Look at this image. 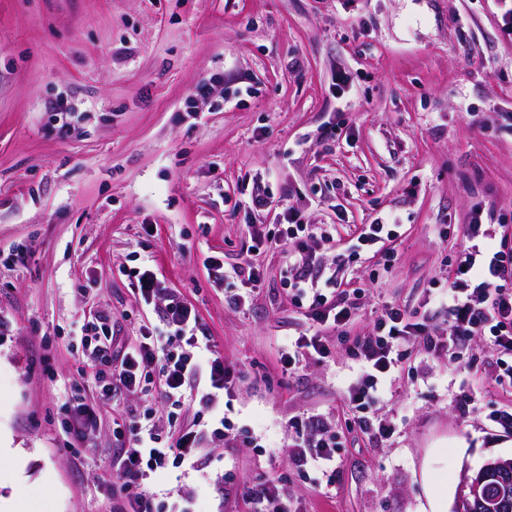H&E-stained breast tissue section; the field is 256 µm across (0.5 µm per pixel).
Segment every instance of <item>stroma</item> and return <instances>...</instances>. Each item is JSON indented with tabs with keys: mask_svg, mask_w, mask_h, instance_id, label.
Returning a JSON list of instances; mask_svg holds the SVG:
<instances>
[{
	"mask_svg": "<svg viewBox=\"0 0 512 512\" xmlns=\"http://www.w3.org/2000/svg\"><path fill=\"white\" fill-rule=\"evenodd\" d=\"M511 10L512 0H0V433L25 457L19 472L0 463V498L25 512H106L112 401L97 397L104 423L79 460L59 407L94 313L129 337L156 320L125 275L147 256L161 287L195 310L198 336L247 373L228 416L258 440L211 443L205 472L182 478L181 512H248L224 497L228 459L241 485L287 474L304 512H426L436 490L453 512L463 473L512 457V428L497 420L512 394L472 340L394 380L377 410L392 437L376 445L343 430L324 495L289 467L292 422L342 416L354 361L341 350L281 376L278 343L307 324L288 298L276 213L249 305H228L238 283L216 282L206 264L240 262L256 187L340 238L398 222L393 260L325 253L364 290L353 326L363 334L385 303L424 307L474 214L504 218L512 237ZM213 76L214 93L197 96ZM47 340L50 377L33 365Z\"/></svg>",
	"mask_w": 512,
	"mask_h": 512,
	"instance_id": "1",
	"label": "stroma"
}]
</instances>
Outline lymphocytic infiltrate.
<instances>
[{
    "label": "lymphocytic infiltrate",
    "instance_id": "f902f5d3",
    "mask_svg": "<svg viewBox=\"0 0 512 512\" xmlns=\"http://www.w3.org/2000/svg\"><path fill=\"white\" fill-rule=\"evenodd\" d=\"M393 224H365L348 241H332L321 225L304 220L299 211L281 214L279 239L295 243L286 255L288 294L309 322V334L288 338L279 348L280 371L295 374L302 364L323 362L332 351L321 328L334 331L338 344L357 361L362 380L349 393L350 428L381 442L392 428L374 406L386 379L403 371L412 354L447 355L455 343L480 336L495 359L494 383L512 389V245L499 237L496 225H466L458 256L445 285L430 289L429 300L445 313L447 333H439L428 315H413L406 306L385 305L362 336L351 329L361 309L358 289L345 287L324 264L322 252L335 244L337 254L382 252L397 237ZM133 291L146 304H159L157 322L140 325L135 343H128L111 316L96 313L84 324L77 358L78 383L69 386L61 405V426L68 448L88 443L102 415L89 391L120 403L133 395L147 402L144 410L127 409L113 418L114 450L104 480L112 490V512H162L174 489L158 490L157 482L173 470H199L208 441L227 443L241 437L232 421L217 409L218 395L233 397L245 375L228 365L211 341H199L197 315L178 297L163 292L151 262L127 270ZM163 403L170 416L193 412L192 424L161 434L151 406ZM339 433L319 414L310 415L289 445L288 464L299 472L316 471L326 479L336 474ZM287 479L270 478L244 487L246 500L258 501L262 512H299L288 498Z\"/></svg>",
    "mask_w": 512,
    "mask_h": 512
}]
</instances>
